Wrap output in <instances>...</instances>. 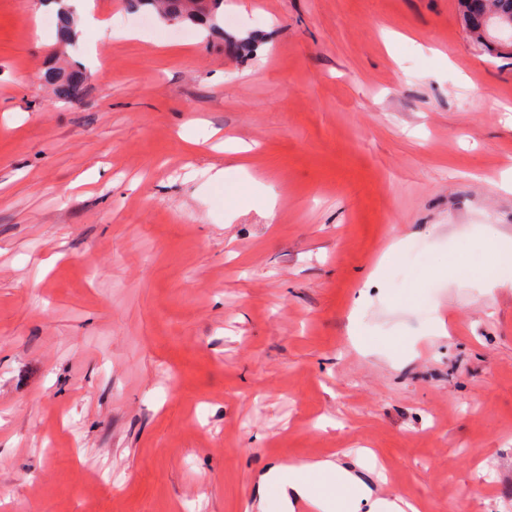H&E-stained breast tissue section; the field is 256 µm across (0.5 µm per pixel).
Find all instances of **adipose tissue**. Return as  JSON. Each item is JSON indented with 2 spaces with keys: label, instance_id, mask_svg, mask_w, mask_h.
<instances>
[{
  "label": "adipose tissue",
  "instance_id": "1",
  "mask_svg": "<svg viewBox=\"0 0 512 512\" xmlns=\"http://www.w3.org/2000/svg\"><path fill=\"white\" fill-rule=\"evenodd\" d=\"M270 485L277 487L279 504L285 512L300 498L309 500L323 512H335V503L340 499L347 501L348 512H421L416 500L402 495L391 501L374 497L364 481L330 460L268 468L258 484L257 512H267L269 501L265 490Z\"/></svg>",
  "mask_w": 512,
  "mask_h": 512
}]
</instances>
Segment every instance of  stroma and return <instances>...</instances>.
<instances>
[{
	"mask_svg": "<svg viewBox=\"0 0 512 512\" xmlns=\"http://www.w3.org/2000/svg\"><path fill=\"white\" fill-rule=\"evenodd\" d=\"M72 4L107 27L65 48L0 0V512H246L324 459L505 512L512 60L459 0H224L220 35ZM47 82L54 86L55 95L65 101L79 100L85 90L86 74L79 68L68 73L50 69L45 74Z\"/></svg>",
	"mask_w": 512,
	"mask_h": 512,
	"instance_id": "stroma-1",
	"label": "stroma"
}]
</instances>
